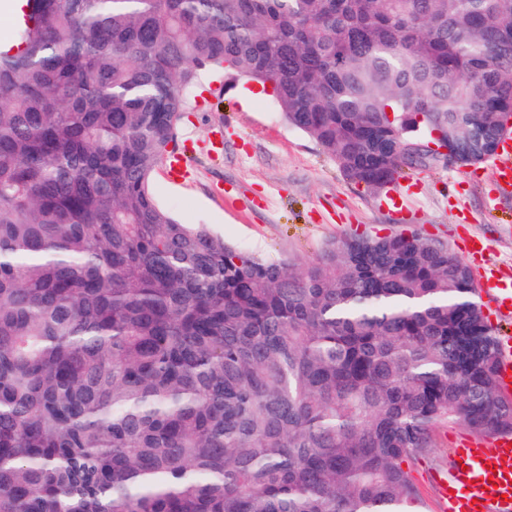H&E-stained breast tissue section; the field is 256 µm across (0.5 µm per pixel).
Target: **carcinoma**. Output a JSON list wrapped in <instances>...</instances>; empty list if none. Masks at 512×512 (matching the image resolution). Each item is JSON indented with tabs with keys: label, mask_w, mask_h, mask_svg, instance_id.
Returning <instances> with one entry per match:
<instances>
[{
	"label": "carcinoma",
	"mask_w": 512,
	"mask_h": 512,
	"mask_svg": "<svg viewBox=\"0 0 512 512\" xmlns=\"http://www.w3.org/2000/svg\"><path fill=\"white\" fill-rule=\"evenodd\" d=\"M0 46V512H416L441 424L512 433L472 270L425 234L299 266L155 203L212 72L371 189L474 166L512 0H25ZM394 120L385 116V107Z\"/></svg>",
	"instance_id": "obj_1"
}]
</instances>
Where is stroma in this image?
I'll list each match as a JSON object with an SVG mask.
<instances>
[{
	"mask_svg": "<svg viewBox=\"0 0 512 512\" xmlns=\"http://www.w3.org/2000/svg\"><path fill=\"white\" fill-rule=\"evenodd\" d=\"M246 86L227 69L209 77L179 124L192 178L171 180L162 165L150 177L156 204L179 223L207 225L260 257L299 265L356 234L414 230L447 242L466 262L468 240L478 236L487 244L483 264L512 267V195L497 189L490 162L412 168L390 189H369L289 126L274 96L246 98ZM392 191L398 204L388 200ZM469 436L463 425L440 426L437 448L411 462L421 512H439L436 479L454 466V450Z\"/></svg>",
	"mask_w": 512,
	"mask_h": 512,
	"instance_id": "1",
	"label": "stroma"
}]
</instances>
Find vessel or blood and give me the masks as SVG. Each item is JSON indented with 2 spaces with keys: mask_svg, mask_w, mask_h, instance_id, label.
Masks as SVG:
<instances>
[{
  "mask_svg": "<svg viewBox=\"0 0 512 512\" xmlns=\"http://www.w3.org/2000/svg\"><path fill=\"white\" fill-rule=\"evenodd\" d=\"M480 291L498 294L497 315L512 320V274L502 269H475ZM499 384L512 397V339L500 341ZM457 464L439 476L442 512H512V435L465 441L455 450Z\"/></svg>",
  "mask_w": 512,
  "mask_h": 512,
  "instance_id": "obj_1",
  "label": "vessel or blood"
}]
</instances>
